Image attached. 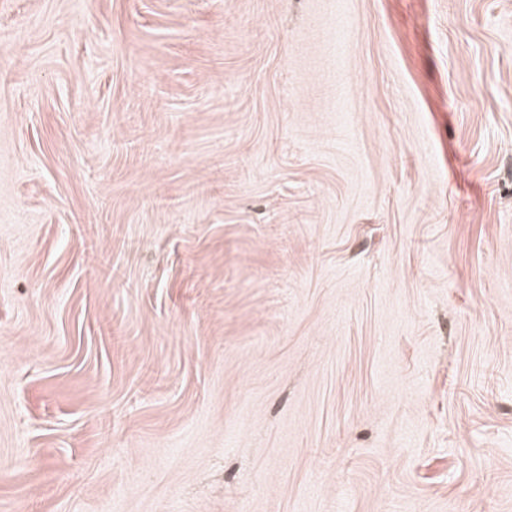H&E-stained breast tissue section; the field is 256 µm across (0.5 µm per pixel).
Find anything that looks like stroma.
Listing matches in <instances>:
<instances>
[{"label":"stroma","mask_w":512,"mask_h":512,"mask_svg":"<svg viewBox=\"0 0 512 512\" xmlns=\"http://www.w3.org/2000/svg\"><path fill=\"white\" fill-rule=\"evenodd\" d=\"M0 512H512V0H0Z\"/></svg>","instance_id":"obj_1"}]
</instances>
